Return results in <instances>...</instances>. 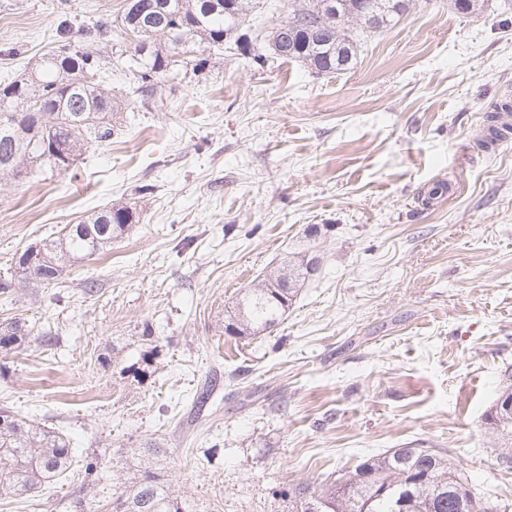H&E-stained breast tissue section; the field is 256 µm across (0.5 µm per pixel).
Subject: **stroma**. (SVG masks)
<instances>
[{
	"mask_svg": "<svg viewBox=\"0 0 512 512\" xmlns=\"http://www.w3.org/2000/svg\"><path fill=\"white\" fill-rule=\"evenodd\" d=\"M124 0H0V82L50 50L62 20ZM197 76L131 96L118 135L69 173L0 181V275L104 206L139 223L46 288L0 296V320L55 339L0 350V404L52 427L127 485L156 459L196 512H293V491L391 448L453 457L512 512L486 415L512 371V134L481 148L512 98V0H411L361 35L349 70L264 67L217 49ZM311 251L283 320L237 339L224 319L277 255ZM210 403L192 398L212 377ZM72 490L43 488L66 512Z\"/></svg>",
	"mask_w": 512,
	"mask_h": 512,
	"instance_id": "1",
	"label": "stroma"
}]
</instances>
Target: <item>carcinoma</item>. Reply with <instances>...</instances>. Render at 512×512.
I'll list each match as a JSON object with an SVG mask.
<instances>
[{"label": "carcinoma", "instance_id": "1", "mask_svg": "<svg viewBox=\"0 0 512 512\" xmlns=\"http://www.w3.org/2000/svg\"><path fill=\"white\" fill-rule=\"evenodd\" d=\"M153 5L139 16L124 3L117 27L125 32L140 28L133 50L118 49L125 69L138 81L136 91L145 99L154 96L158 80L182 82L197 73L205 62L200 49L234 47L237 54L262 67L271 45L276 57L302 63L317 74L331 75L351 65L357 38L347 24L379 30L397 23L409 0H291L288 19L269 28L264 43L244 28L255 0H139ZM371 14L375 22H360ZM112 33V22L99 20L81 30L89 39L103 40ZM165 38L161 42L157 37ZM100 56L73 39L63 23L55 48L34 60L26 74L0 86V180L23 181L36 172L69 171L88 150L112 139L122 127L121 112L127 109L123 95L106 88ZM54 148L68 163L51 166L46 151ZM140 221L137 211L113 205L77 224H67L52 238L25 250L14 263V276L0 281L7 294L21 284L48 287L76 263L99 254L122 238ZM303 252H288L263 278L244 289L224 323L230 335L252 338L275 327L292 306L299 288L310 276ZM34 327L19 317L0 322V348L19 347ZM487 425L499 439L501 464L512 465V412L492 409ZM75 449L54 429L34 423L8 406L0 407V497L37 493L57 481L69 468ZM79 485L73 488L69 512H95L94 503L107 490L106 478L95 457L84 460ZM428 477L414 484L412 494L401 501L403 483L410 476ZM294 498L300 512H496L469 486L457 467L438 451L390 448L372 455L354 470L318 486L298 488ZM112 512H195L186 498L172 495L165 479L144 470L138 480L112 493Z\"/></svg>", "mask_w": 512, "mask_h": 512}]
</instances>
